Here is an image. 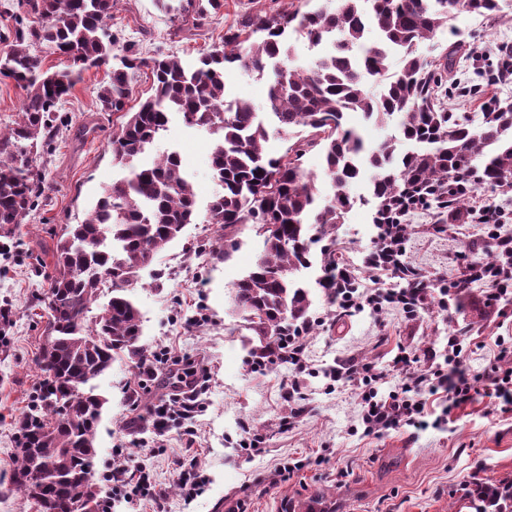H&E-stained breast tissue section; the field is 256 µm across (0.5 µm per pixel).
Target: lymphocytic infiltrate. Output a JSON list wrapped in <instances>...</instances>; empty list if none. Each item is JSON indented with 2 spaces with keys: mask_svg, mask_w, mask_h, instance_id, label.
Listing matches in <instances>:
<instances>
[{
  "mask_svg": "<svg viewBox=\"0 0 512 512\" xmlns=\"http://www.w3.org/2000/svg\"><path fill=\"white\" fill-rule=\"evenodd\" d=\"M377 261L371 267L376 276H412L415 285L411 288H366L363 290H339L336 303L345 313L371 310L380 313L392 306L406 315H416L425 304L429 294V281L422 274L413 273L404 261V249L379 238L375 248ZM470 281L484 282L488 291L487 303L494 304L512 290V241H506L502 258L493 267L471 263ZM496 353L490 368L473 370L466 366V350L460 337L452 336L443 353L442 362L426 367L418 354L399 348L388 373L376 371L372 366L351 363L330 371L332 381L345 379L357 381L360 386L359 424L364 434L380 435L391 430L412 427L427 428V403L430 399L443 402V414H450L478 399L487 400L492 407L512 409V342L504 337L495 340ZM392 375L395 385L388 393H380L379 385L385 375ZM178 392L151 407L148 412L157 429H164L170 422L184 426L186 441H193L196 430L195 417L201 410L200 397L204 391L196 369L187 368L178 373ZM103 479L108 487L105 508L115 503H126L133 512L142 502H149L151 512H168V494L157 483L151 472L143 466L129 468L118 466L106 471Z\"/></svg>",
  "mask_w": 512,
  "mask_h": 512,
  "instance_id": "f902f5d3",
  "label": "lymphocytic infiltrate"
}]
</instances>
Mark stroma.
<instances>
[{"label":"stroma","mask_w":512,"mask_h":512,"mask_svg":"<svg viewBox=\"0 0 512 512\" xmlns=\"http://www.w3.org/2000/svg\"><path fill=\"white\" fill-rule=\"evenodd\" d=\"M292 0H224V9L198 29L174 35L168 15L154 0H117L110 29L138 42L144 55H174L186 66L221 44L225 32L242 16L290 7ZM456 46L460 81L479 85L477 95L446 98L449 111L478 119L485 101L512 99L511 85L492 83L491 63L512 46V0L488 20L463 14L452 28L437 32L433 45ZM104 70L85 71L64 103L69 118L51 154L36 164L45 175L44 202L19 225L13 238H0V512H36L33 500L14 491L10 476L15 465L16 424L29 410L43 381L35 359L42 347L50 315L45 295L53 271V252L65 225L81 222L94 201L120 177L112 164L110 142L122 122L120 115L99 109L97 91ZM157 151L178 150L197 195L198 220L141 274L130 295L142 317L140 344L144 349L165 345L172 363L159 368L155 379L140 383L137 360L115 356L110 369L94 385L105 400L96 446L97 472L112 463L149 466L155 479L169 489L170 512H452L456 492L470 476L512 479V411L489 409L477 401L454 411L451 420L414 433L411 427L366 436L358 429L359 389L355 383H330L326 373L351 361L387 371L398 347L423 353L443 350L449 335L462 336L467 363L480 370L494 356L496 337L512 336V294L499 304L485 301V285L465 290L460 306L441 310L429 297L412 317L396 308L380 314L356 312L333 324L323 294L311 307L315 324L306 336L308 371L301 374L293 399H285L284 384L294 376L285 363L259 365L252 352V333L233 304L235 281L253 266L262 240L252 225H243L230 260L215 264L196 251L197 243L216 238L207 203L216 189L210 167L209 136L172 114ZM358 201L338 229L339 251L357 281L368 283L365 258L377 228L374 206L367 203L365 182L350 186ZM410 234L405 259L421 273L444 281L457 277L463 263L483 260L478 243L485 225L469 221L454 232L434 229L433 211L417 209L404 215ZM197 367L210 378L200 397L193 444L207 481L197 496L176 491L178 476L173 452L186 444L179 425L158 432L147 407L175 391V367ZM264 437L260 453L239 446L246 429ZM286 459L303 461L287 482L270 485L268 476Z\"/></svg>","instance_id":"stroma-1"}]
</instances>
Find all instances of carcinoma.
Listing matches in <instances>:
<instances>
[{"label":"carcinoma","mask_w":512,"mask_h":512,"mask_svg":"<svg viewBox=\"0 0 512 512\" xmlns=\"http://www.w3.org/2000/svg\"><path fill=\"white\" fill-rule=\"evenodd\" d=\"M176 23L198 28L217 16L224 0H154ZM115 0H17L13 40L0 56V78L25 92L19 119L0 131V237H10L44 197L33 154L47 152L65 128L58 115L82 72L102 68L108 81L98 91L102 112L126 120L112 136V163L128 175L112 181L83 221L59 236L55 274L47 293L49 322L37 358L44 374L30 423L18 439L12 485L35 501L38 512H70L73 498L87 494L102 512L92 482L95 447L103 409L89 383L125 350L139 354L141 316L128 291L183 228L197 221L193 185L175 150L154 153L168 131L170 115L213 136L211 168L220 192L208 204V223L224 231V243L209 250L212 262L229 260L239 227L252 224L263 237L253 269L233 283L247 308V328L260 354L273 352L278 337L311 328V286L301 272L311 267V248L321 244L322 275L316 287L329 297L353 283L336 280V231L351 210L349 185L369 174L377 201L375 222L401 223L402 206L412 200L448 214L453 222L473 216L470 194L482 185L512 191V101L496 100L472 126L448 111L436 89L458 66L456 51L428 60L419 44L432 40L452 21L449 12L492 19L500 0H336L334 9H293L248 14L224 34V45L188 67L174 55L146 56L134 43L122 45L110 32ZM373 27L378 38L366 42ZM297 34L326 51L307 67L287 64L285 43ZM62 57L67 66L43 67L36 49ZM400 54L398 69L390 72ZM151 71V94L135 112L125 111L135 73ZM240 68L267 75L264 105L229 99L224 74ZM386 124L397 119L403 139L416 149L396 154L388 138L374 148L343 127L347 111ZM307 135L285 153L270 154L271 135L297 128ZM321 149L324 175L334 190L321 197L318 177L301 158ZM273 225L267 231L264 226ZM512 231L498 224L480 243L491 258ZM108 295L94 322L86 313ZM455 512H512V480L473 479L463 488Z\"/></svg>","instance_id":"1"}]
</instances>
